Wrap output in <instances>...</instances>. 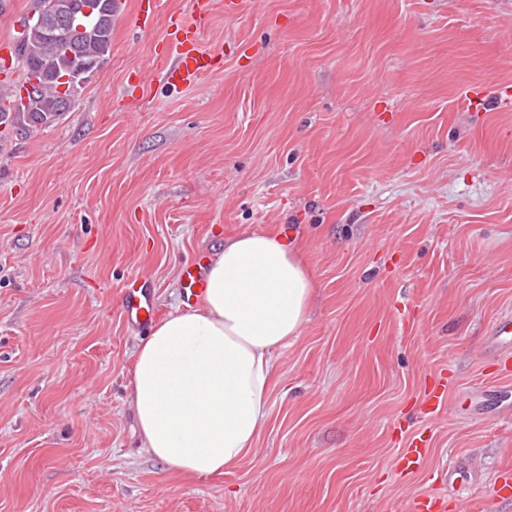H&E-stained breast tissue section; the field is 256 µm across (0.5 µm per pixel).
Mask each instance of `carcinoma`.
Listing matches in <instances>:
<instances>
[{
	"instance_id": "carcinoma-1",
	"label": "carcinoma",
	"mask_w": 512,
	"mask_h": 512,
	"mask_svg": "<svg viewBox=\"0 0 512 512\" xmlns=\"http://www.w3.org/2000/svg\"><path fill=\"white\" fill-rule=\"evenodd\" d=\"M99 12L94 20L81 18L89 0H55L58 11L76 16L75 25L63 32L46 26L30 25L25 38L17 41L15 57L26 80L36 79V96L24 101L0 93V120L15 122L26 132L37 124H53L74 107L79 87L64 86L70 72L85 66L100 67L112 48V32L119 4L116 0H97Z\"/></svg>"
}]
</instances>
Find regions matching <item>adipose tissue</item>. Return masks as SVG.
I'll use <instances>...</instances> for the list:
<instances>
[{
	"label": "adipose tissue",
	"mask_w": 512,
	"mask_h": 512,
	"mask_svg": "<svg viewBox=\"0 0 512 512\" xmlns=\"http://www.w3.org/2000/svg\"><path fill=\"white\" fill-rule=\"evenodd\" d=\"M198 304L153 325L132 354L142 446L178 477L220 476L269 419L277 354L299 336L313 280L287 240L250 233L207 262Z\"/></svg>",
	"instance_id": "ef3b65f1"
}]
</instances>
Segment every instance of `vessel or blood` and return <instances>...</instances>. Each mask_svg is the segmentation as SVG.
<instances>
[{"label":"vessel or blood","instance_id":"b4317fda","mask_svg":"<svg viewBox=\"0 0 512 512\" xmlns=\"http://www.w3.org/2000/svg\"><path fill=\"white\" fill-rule=\"evenodd\" d=\"M210 0H196L193 11L187 16H176L166 30L165 41L175 63L166 72V79L172 85L194 81L201 75L216 71L217 64L212 54L199 47L206 27ZM179 280L187 298L198 297L204 284L201 263L192 262L179 270ZM151 291L143 283L128 288L124 296V319L128 325L141 328L147 325L152 315Z\"/></svg>","mask_w":512,"mask_h":512}]
</instances>
